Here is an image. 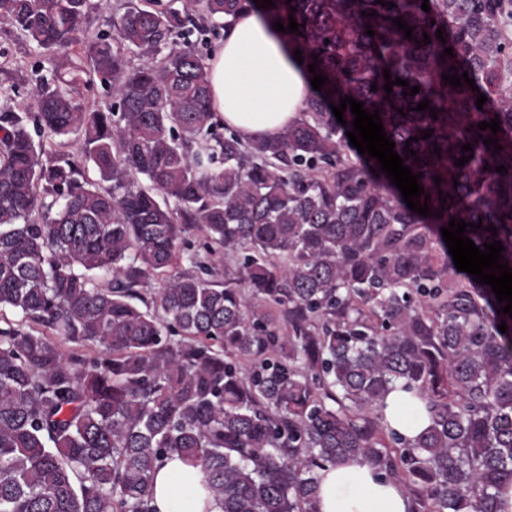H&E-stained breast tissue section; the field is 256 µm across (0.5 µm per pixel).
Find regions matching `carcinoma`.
<instances>
[{
	"label": "carcinoma",
	"mask_w": 512,
	"mask_h": 512,
	"mask_svg": "<svg viewBox=\"0 0 512 512\" xmlns=\"http://www.w3.org/2000/svg\"><path fill=\"white\" fill-rule=\"evenodd\" d=\"M273 2L266 20L293 16L288 40L328 80L291 125L243 141L218 132L207 64L175 37L253 0H124L93 39L92 0H0V24L51 61L36 112L0 103V512H156L173 455L221 512H315L319 470L344 461L401 482L410 512H498L512 317L441 228L482 223L465 235L501 242L512 268V0ZM385 68L409 86L386 94ZM465 72L477 90L442 80ZM96 78L117 103L82 101ZM345 96L416 152L432 216L350 145L354 115L330 108ZM495 117L497 134L477 127ZM226 251L245 256L219 288ZM397 387L424 423L411 437L384 417Z\"/></svg>",
	"instance_id": "carcinoma-1"
}]
</instances>
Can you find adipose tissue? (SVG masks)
Masks as SVG:
<instances>
[{"instance_id": "ef3b65f1", "label": "adipose tissue", "mask_w": 512, "mask_h": 512, "mask_svg": "<svg viewBox=\"0 0 512 512\" xmlns=\"http://www.w3.org/2000/svg\"><path fill=\"white\" fill-rule=\"evenodd\" d=\"M214 111L242 139L275 135L303 111L313 87L285 33L254 12L240 14L211 55ZM156 512H218L202 475L173 456L153 474ZM409 496L395 481L377 480L366 465L347 462L319 473L316 512H408Z\"/></svg>"}]
</instances>
